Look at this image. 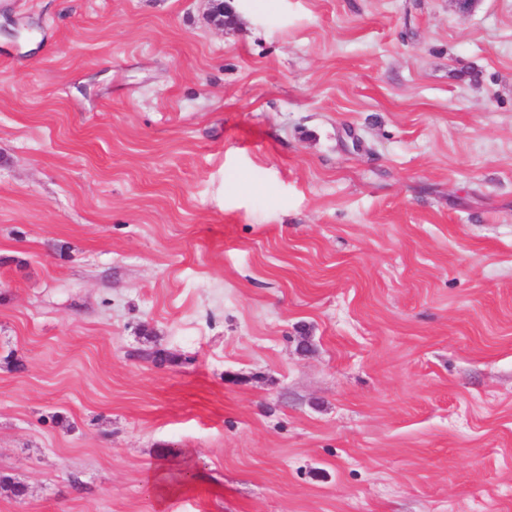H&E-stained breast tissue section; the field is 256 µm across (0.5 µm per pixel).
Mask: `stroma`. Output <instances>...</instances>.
Masks as SVG:
<instances>
[{"label":"stroma","mask_w":512,"mask_h":512,"mask_svg":"<svg viewBox=\"0 0 512 512\" xmlns=\"http://www.w3.org/2000/svg\"><path fill=\"white\" fill-rule=\"evenodd\" d=\"M0 512H512V0H0Z\"/></svg>","instance_id":"1"}]
</instances>
